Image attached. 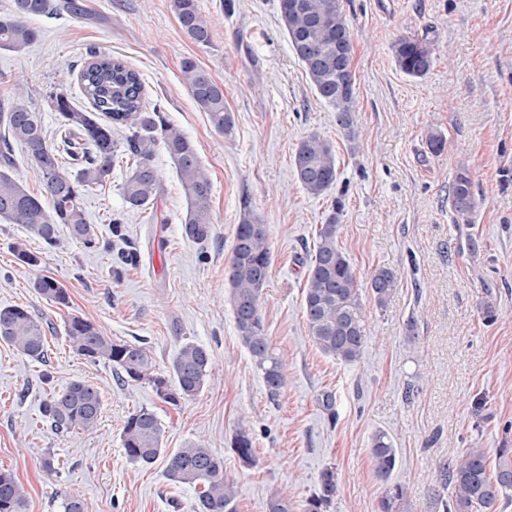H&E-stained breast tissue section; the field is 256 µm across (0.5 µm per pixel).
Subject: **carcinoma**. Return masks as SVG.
Here are the masks:
<instances>
[{"mask_svg":"<svg viewBox=\"0 0 512 512\" xmlns=\"http://www.w3.org/2000/svg\"><path fill=\"white\" fill-rule=\"evenodd\" d=\"M184 34L194 43H212L214 28L200 12L198 0H173ZM280 20L294 54L318 95L336 111V123L348 138L356 136L355 101L352 91H344L351 71L352 36L340 0H280ZM62 13L83 15L78 0H13L9 13L0 15V50L21 52L38 37L33 21ZM400 70L411 77L426 75L433 65L434 42L426 37H403L393 44ZM182 77L197 106L207 113L213 127L224 132L232 127V115L224 102V87L192 58L181 65ZM88 107L78 109L59 93L51 97V110L60 117L63 150L77 172L63 170L57 150L46 139L40 111L30 105L26 89L19 87L7 104L0 105V218L22 225L34 238L48 246L57 243L60 227L86 248H96L100 240L88 224L81 197L93 186H101L120 164L131 173L122 186L128 208L147 210L157 204L160 178L153 165L158 147L173 159L188 202L183 221L186 237L201 241L212 231L210 201L212 184L193 143L168 124L161 106L146 107L139 73L124 61L91 48L79 72ZM27 156V179L38 183L39 191L28 190L26 179L13 173V143ZM297 179L315 197L336 183V155L332 145L317 134L302 140L294 154ZM456 220L471 223L476 202L469 172L459 170L448 194ZM339 209L333 208L316 232L304 290L303 311L313 344L326 356L344 363L360 359L366 339V316L357 288L355 271L337 244ZM271 256L264 224L246 216L236 225L228 268L229 301L242 343L250 353L272 399L286 385L282 361L265 335L259 299L269 282ZM44 300L58 306L69 304V294L56 279L37 275L32 283ZM396 286L394 273L379 268L371 279L377 304H384ZM46 330L27 310L0 308V341L23 355L41 361L47 355ZM65 335L76 352L86 359L112 363L126 383H150L157 398L177 406L202 390L211 366L210 351L193 342L184 343L175 356L170 375L155 374L151 351L141 343L114 342L95 324L79 316L65 322ZM103 401L98 389L73 380L54 389L43 404L42 413L58 432L93 431L97 428ZM122 443L133 463L153 464L166 449L161 447V424L157 415L141 408L131 413L123 427ZM243 462L253 463V446L246 427H240L234 442ZM509 449H500L503 461L490 471L485 451L468 448L440 468V486L450 492L435 494L442 512H486L512 493V463ZM168 454V453H166ZM376 476L387 483L381 512H404L407 490L390 482L396 467V449L379 433L371 443ZM166 478L175 485H188L196 492L194 512H239L234 485L224 477V460L199 441L168 454ZM336 493L332 469L320 477L319 492L308 501L305 512H324ZM63 512H89L80 494H71L61 503ZM24 495L16 478L0 470V512H23Z\"/></svg>","mask_w":512,"mask_h":512,"instance_id":"obj_1","label":"carcinoma"}]
</instances>
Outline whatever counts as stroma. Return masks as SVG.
<instances>
[{
    "label": "stroma",
    "mask_w": 512,
    "mask_h": 512,
    "mask_svg": "<svg viewBox=\"0 0 512 512\" xmlns=\"http://www.w3.org/2000/svg\"><path fill=\"white\" fill-rule=\"evenodd\" d=\"M80 2L81 17L38 21L28 48L0 50V97L28 88L53 144L60 120L49 98L79 97L87 48L121 58L208 170L213 231L203 241L185 236L188 203L162 149L153 160L162 221L127 208L126 170L84 193L101 248L65 234L49 247L0 218V307L24 308L47 327L42 361L0 341V469L21 485L24 512H61L72 493L92 512H193L194 490L170 483L164 460L127 459L122 428L140 408L156 413L167 451L207 441L235 484L239 512H266L278 491L304 512L330 467L337 486L328 512H380L385 485L370 456L378 433L397 451L391 480L407 488V512H436L440 467L465 449H484L498 464L500 449H512V0H341L353 35L352 140L295 56L279 0H234L230 12L224 0H199L215 23L207 46L182 32L172 0ZM426 32L435 38L434 64L409 77L392 45ZM187 57L223 86L230 130L217 131L194 102L181 75ZM313 133L332 145L338 171L333 188L316 198L294 171L296 147ZM432 133L445 140L441 153L427 146ZM462 167L477 202L468 226L454 223L448 203ZM337 203V242L367 316L363 354L353 364L320 352L302 308L316 230ZM247 214L268 230L272 272L260 313L287 375L274 400L229 301L234 230ZM467 235L478 238L477 252L460 248ZM21 249L38 256L37 268L17 260ZM380 268L397 278L382 306L370 289ZM38 273L67 288L68 306L39 297ZM70 316L112 341L146 343L165 376L184 343L204 345L209 381L180 408L162 403L151 384L124 383L111 363L69 347ZM72 380L101 393L95 431L58 433L41 415L50 390ZM242 425L253 440L251 465L234 448Z\"/></svg>",
    "instance_id": "1"
}]
</instances>
